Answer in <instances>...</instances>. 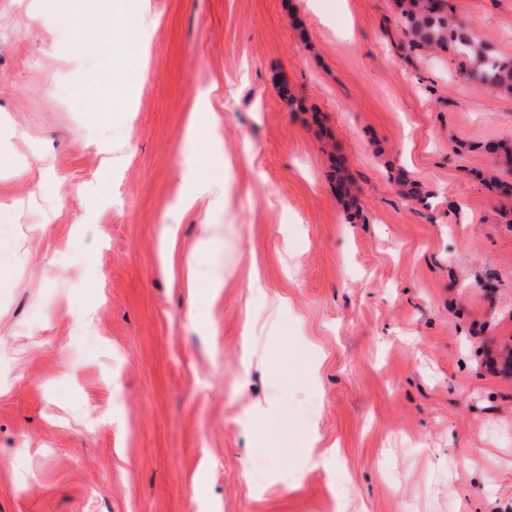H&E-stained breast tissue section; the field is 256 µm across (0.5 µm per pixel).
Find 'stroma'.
<instances>
[{"instance_id": "35a3bbf8", "label": "stroma", "mask_w": 512, "mask_h": 512, "mask_svg": "<svg viewBox=\"0 0 512 512\" xmlns=\"http://www.w3.org/2000/svg\"><path fill=\"white\" fill-rule=\"evenodd\" d=\"M450 2L512 53V0ZM30 12L0 0V512H512V93L394 0H149L112 23L138 67ZM195 118L226 167L164 267Z\"/></svg>"}]
</instances>
